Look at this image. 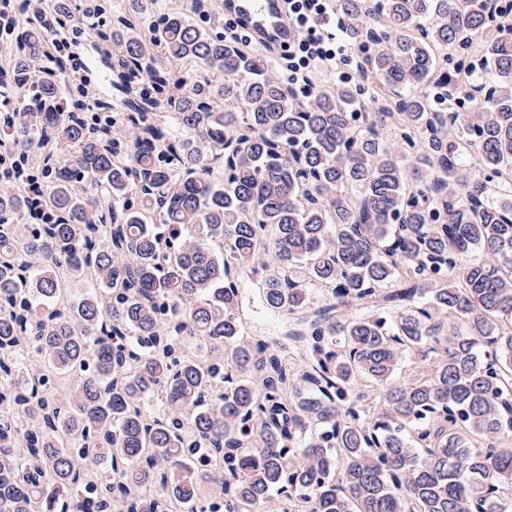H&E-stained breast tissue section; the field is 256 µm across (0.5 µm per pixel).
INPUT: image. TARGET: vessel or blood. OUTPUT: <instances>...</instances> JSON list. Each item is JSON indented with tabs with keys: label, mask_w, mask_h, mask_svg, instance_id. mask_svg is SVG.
<instances>
[{
	"label": "vessel or blood",
	"mask_w": 512,
	"mask_h": 512,
	"mask_svg": "<svg viewBox=\"0 0 512 512\" xmlns=\"http://www.w3.org/2000/svg\"><path fill=\"white\" fill-rule=\"evenodd\" d=\"M224 14L241 22L257 44L279 52L297 37L285 19V0H224Z\"/></svg>",
	"instance_id": "vessel-or-blood-1"
}]
</instances>
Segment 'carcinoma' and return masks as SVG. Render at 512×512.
I'll use <instances>...</instances> for the list:
<instances>
[{
	"mask_svg": "<svg viewBox=\"0 0 512 512\" xmlns=\"http://www.w3.org/2000/svg\"><path fill=\"white\" fill-rule=\"evenodd\" d=\"M149 2L85 9L117 96L150 83L93 122L20 4L33 107L0 140L43 148L50 217L0 193V512H512V33L486 0H336L375 46L355 112L182 13L142 34ZM245 284L291 347L244 332Z\"/></svg>",
	"mask_w": 512,
	"mask_h": 512,
	"instance_id": "carcinoma-1",
	"label": "carcinoma"
}]
</instances>
